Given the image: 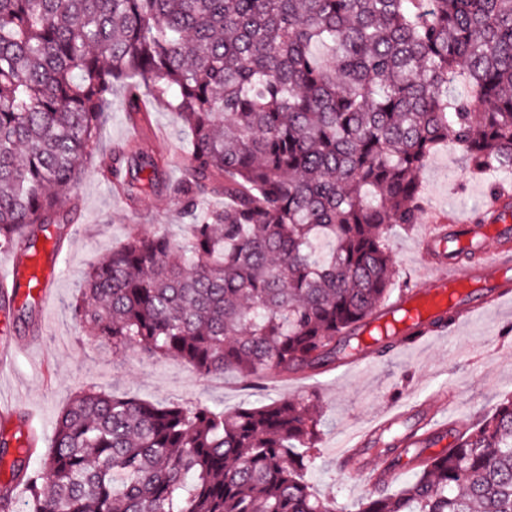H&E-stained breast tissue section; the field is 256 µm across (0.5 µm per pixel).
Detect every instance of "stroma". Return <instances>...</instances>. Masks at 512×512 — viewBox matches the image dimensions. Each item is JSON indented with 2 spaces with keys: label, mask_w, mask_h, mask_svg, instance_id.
Wrapping results in <instances>:
<instances>
[{
  "label": "stroma",
  "mask_w": 512,
  "mask_h": 512,
  "mask_svg": "<svg viewBox=\"0 0 512 512\" xmlns=\"http://www.w3.org/2000/svg\"><path fill=\"white\" fill-rule=\"evenodd\" d=\"M123 102L124 89L115 86L97 147L68 194L78 205V218L51 228L53 236L64 241L52 305L42 309L32 302L0 301V328L31 342L13 368L0 375L1 402L38 409L42 416L44 433L28 455L30 467H39L49 454L60 412L76 394L89 389L162 405L201 401L218 410L264 396L314 391L323 404L321 441L304 479L315 494L333 497L347 508L369 495L372 487L364 477L341 469L336 450L350 434L368 428L378 413L409 399L449 411L454 418H470L492 412L504 395L512 393V310H490L464 327H450L442 338L371 358L357 371L341 367L297 379L271 375L259 389L248 387L231 370L203 378L177 360L137 351L113 354L88 336L73 319L71 307L90 266L132 230L149 233L165 224L173 234L182 232L181 201L169 184L180 177L174 157L188 154L190 134L173 112L153 103L148 106V123L132 126L124 117ZM135 138L149 152L171 159L172 165L165 181L132 203L112 186L109 169L115 151ZM420 179L424 209L412 229L397 231L390 239L396 283L412 289L430 268L420 241L436 219L473 217L476 208L485 207L491 181L512 188V171H499L490 179L474 174L462 153L445 145L432 153ZM443 394L454 397L452 408L440 402Z\"/></svg>",
  "instance_id": "stroma-1"
}]
</instances>
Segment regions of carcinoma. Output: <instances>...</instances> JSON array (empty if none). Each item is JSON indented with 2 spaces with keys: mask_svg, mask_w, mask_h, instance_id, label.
Listing matches in <instances>:
<instances>
[{
  "mask_svg": "<svg viewBox=\"0 0 512 512\" xmlns=\"http://www.w3.org/2000/svg\"><path fill=\"white\" fill-rule=\"evenodd\" d=\"M456 83L467 95L452 90ZM191 135L187 233H132L88 270L75 319L112 352L227 368L261 387L387 355L360 332L394 292L392 225L416 223L434 148L512 170V0H0V253L55 223L113 86ZM483 105V111L474 106ZM144 186L163 165L141 152ZM224 209L199 214L203 196ZM315 393L217 411L77 394L13 479L29 512H337L303 479ZM355 512H512V394L465 420L396 494Z\"/></svg>",
  "mask_w": 512,
  "mask_h": 512,
  "instance_id": "carcinoma-1",
  "label": "carcinoma"
}]
</instances>
